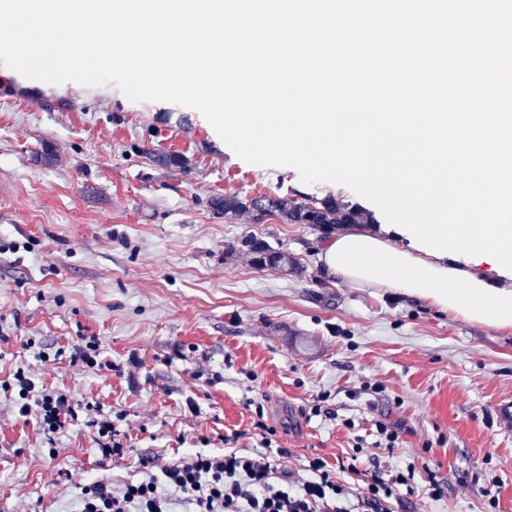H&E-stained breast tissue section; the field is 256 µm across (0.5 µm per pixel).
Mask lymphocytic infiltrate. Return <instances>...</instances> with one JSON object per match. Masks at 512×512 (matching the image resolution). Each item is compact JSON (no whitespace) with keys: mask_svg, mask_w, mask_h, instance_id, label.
Here are the masks:
<instances>
[{"mask_svg":"<svg viewBox=\"0 0 512 512\" xmlns=\"http://www.w3.org/2000/svg\"><path fill=\"white\" fill-rule=\"evenodd\" d=\"M20 416L37 415L43 431L62 432L75 418L67 396L36 393L23 371L14 374ZM148 479L114 488L97 480L80 492L81 512H395L402 494H414L413 470L390 476L374 472L357 492L337 480L321 458L308 465L310 478L279 470L274 458L235 451L196 453L175 462L142 459ZM159 475H152V468Z\"/></svg>","mask_w":512,"mask_h":512,"instance_id":"obj_1","label":"lymphocytic infiltrate"}]
</instances>
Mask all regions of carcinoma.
<instances>
[{"mask_svg":"<svg viewBox=\"0 0 512 512\" xmlns=\"http://www.w3.org/2000/svg\"><path fill=\"white\" fill-rule=\"evenodd\" d=\"M209 207L215 214L230 219L249 211L255 220L276 216L285 224H312L329 231L338 224H372V214L358 206L349 205L331 195L323 198L308 196L302 200L257 196L241 198L237 195L214 196ZM242 246L252 256V262L260 268H271L284 274L298 268L297 261L286 251L271 248L257 238L242 241Z\"/></svg>","mask_w":512,"mask_h":512,"instance_id":"carcinoma-1","label":"carcinoma"}]
</instances>
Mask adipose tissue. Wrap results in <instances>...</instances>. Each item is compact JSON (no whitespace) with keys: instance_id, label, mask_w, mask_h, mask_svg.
<instances>
[{"instance_id":"adipose-tissue-1","label":"adipose tissue","mask_w":512,"mask_h":512,"mask_svg":"<svg viewBox=\"0 0 512 512\" xmlns=\"http://www.w3.org/2000/svg\"><path fill=\"white\" fill-rule=\"evenodd\" d=\"M328 276L386 288L427 301L462 320L512 328V277L493 282L474 263L457 265L410 246L398 247L368 229L340 230L323 246Z\"/></svg>"}]
</instances>
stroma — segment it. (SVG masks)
I'll return each mask as SVG.
<instances>
[{"label": "stroma", "instance_id": "stroma-1", "mask_svg": "<svg viewBox=\"0 0 512 512\" xmlns=\"http://www.w3.org/2000/svg\"><path fill=\"white\" fill-rule=\"evenodd\" d=\"M156 152L189 166H155ZM224 194L358 199L242 161L194 109L111 84L56 91L0 66V384L21 370L79 405L50 440L0 387V512H74L85 484L145 478V456L264 451L301 479L310 459L356 445L358 473L337 475L347 485L376 465L414 468L399 512H483L490 493L512 512V430L491 415L512 400V329L327 277L321 231L224 220L207 205ZM249 235L300 274L229 252ZM92 339L112 369L72 360ZM100 413L120 416L123 454L102 455L89 433ZM380 422L396 447H378ZM432 478L441 499L425 492Z\"/></svg>", "mask_w": 512, "mask_h": 512}]
</instances>
